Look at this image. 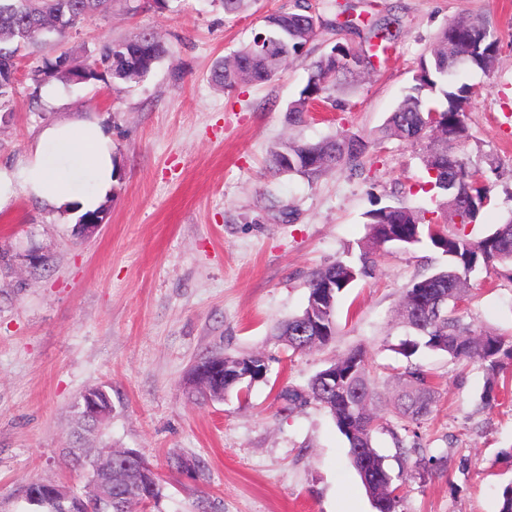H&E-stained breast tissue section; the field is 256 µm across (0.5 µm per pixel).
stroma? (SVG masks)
I'll list each match as a JSON object with an SVG mask.
<instances>
[{
	"label": "stroma",
	"instance_id": "35a3bbf8",
	"mask_svg": "<svg viewBox=\"0 0 512 512\" xmlns=\"http://www.w3.org/2000/svg\"><path fill=\"white\" fill-rule=\"evenodd\" d=\"M354 30L329 27L334 0H312L325 22L272 81L224 91L210 79L217 61L294 0H256L226 15L210 0H107L67 44L94 54L107 41L158 32L170 50L143 81L109 80L38 89L26 72L50 55L38 44L19 57L13 109L0 112V167L19 170L42 127L77 115L112 131L120 178L109 217L88 234L74 217L16 194L0 209V512H29L32 481L80 484L64 449L127 448L153 463L164 496L139 512H197L200 492L214 512H376L329 412L311 402L288 408L280 393L306 387L338 356L361 347L380 390H389L404 337L395 314L406 285L441 258L426 249L387 248L372 275L337 303V328L323 348L292 353L274 326L307 304L310 273L357 260L366 211L393 203L433 209L426 146L397 137L366 154L360 171L317 179L271 175L272 149L287 141L370 136L413 83L438 32L458 17L483 21L500 39L493 73L467 72L476 96L461 147L483 171L492 202L465 234L481 238L512 218V0H347ZM400 33L375 72L341 77L335 104L289 124L286 109L305 86L313 58L338 42L369 49L373 24ZM459 301L465 322L512 339V267L475 272ZM259 355L264 380L224 400L188 392L204 356ZM439 378L432 416L417 426L418 451L400 456L386 416L376 448L404 487L400 512H499L512 483V403L480 411L485 374L474 364L420 350ZM112 389L104 434L74 437L72 405L87 389ZM447 453L446 470L420 475V457ZM176 453L195 459L206 482L170 473Z\"/></svg>",
	"mask_w": 512,
	"mask_h": 512
}]
</instances>
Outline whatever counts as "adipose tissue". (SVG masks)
Segmentation results:
<instances>
[{"label":"adipose tissue","mask_w":512,"mask_h":512,"mask_svg":"<svg viewBox=\"0 0 512 512\" xmlns=\"http://www.w3.org/2000/svg\"><path fill=\"white\" fill-rule=\"evenodd\" d=\"M112 133L99 122L63 120L44 127L20 171L0 168V205L13 187L78 217L100 208L116 180Z\"/></svg>","instance_id":"ef3b65f1"}]
</instances>
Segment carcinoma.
I'll return each mask as SVG.
<instances>
[{
    "label": "carcinoma",
    "mask_w": 512,
    "mask_h": 512,
    "mask_svg": "<svg viewBox=\"0 0 512 512\" xmlns=\"http://www.w3.org/2000/svg\"><path fill=\"white\" fill-rule=\"evenodd\" d=\"M100 0H0V109L11 105L15 81L4 75L13 67L21 49L38 42L47 43L53 34L59 39L57 55L43 65L30 69L26 79L39 87L52 78L71 84L87 83L108 76L117 83L139 82L147 78L167 54L168 48L149 32L121 42H109L91 57L78 59L62 47L60 40L70 30L92 19ZM323 25L309 0H295L292 8L265 16L261 34L265 40L285 47V61L309 52L308 46ZM399 30L388 21L370 29L376 45L390 44ZM259 34V35H261ZM259 35L243 45L233 56L218 62L211 81L232 90L242 77L234 65L241 56L252 57L250 81L266 83L276 77L270 72L258 45ZM499 37L481 21L455 20L438 34L429 55L421 59L413 77L414 84L389 114L381 129L384 137L396 136L412 143L429 140L424 155L427 172H436L429 180L435 191L436 209H412L399 203L368 210L365 214L367 235L359 263L336 260L313 271L307 280L308 295L328 282L336 284L331 302L316 310L323 331L301 328L294 316L276 329L279 341L294 353H303L328 345L336 335L335 311L338 298L358 278L372 274L376 256L390 245L404 251L426 248L446 259V264L429 274L414 278L404 288L398 310V324L410 322L407 337L395 352L404 358L396 374L397 386L391 398L376 388L365 351L353 349L331 364L339 382L336 390L321 385L317 373L303 391L286 389L283 399L291 404L314 401L332 415L340 433L348 442L351 462L377 512H398L402 501L401 486L385 466V457L373 444L374 433L382 428L380 412L385 410L408 423L427 419L436 407L437 388L433 373L414 361L421 349L447 355L457 362L479 364L486 373V387L481 398L484 408H491L508 397V389L499 383L504 362L512 359V340L463 321L456 301L467 287L470 274L478 268L512 266V219L499 224L480 239L447 233L439 222L475 224L491 201L490 188L483 173L469 165L458 152V145L468 137L466 108L477 93L461 78L462 70L489 73L498 64ZM374 54L358 53L338 42L329 52L313 61L305 86L287 108L288 123L298 124L317 100H329L330 85L339 75L354 67L375 71ZM378 137L342 136L319 142H286L271 151L269 170L274 174H299L312 180L327 169L345 166L358 170ZM251 364L262 368L258 356L231 358L211 354L198 361L191 373L206 380L210 396L233 389H243L235 380ZM97 454L94 448L76 446L66 452L69 465L81 472ZM52 484L32 481L25 498L33 512H133L135 506L163 496L160 475L144 457L112 462V500H78L70 509L50 497Z\"/></svg>",
    "instance_id": "obj_1"
}]
</instances>
